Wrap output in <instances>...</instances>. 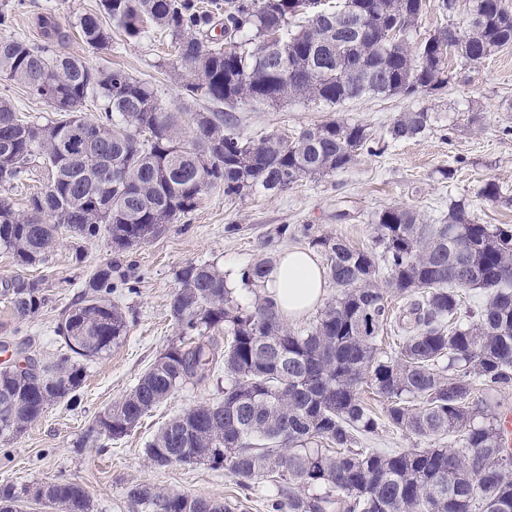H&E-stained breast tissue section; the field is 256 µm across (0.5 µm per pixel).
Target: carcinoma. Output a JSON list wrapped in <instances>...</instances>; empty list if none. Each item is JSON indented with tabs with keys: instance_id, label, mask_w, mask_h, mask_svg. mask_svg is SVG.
Returning a JSON list of instances; mask_svg holds the SVG:
<instances>
[{
	"instance_id": "1",
	"label": "carcinoma",
	"mask_w": 512,
	"mask_h": 512,
	"mask_svg": "<svg viewBox=\"0 0 512 512\" xmlns=\"http://www.w3.org/2000/svg\"><path fill=\"white\" fill-rule=\"evenodd\" d=\"M454 0H99L98 11L74 18L92 49L112 36L170 37L176 61L190 67L183 95L212 105L191 115L183 139L181 113L160 107L148 84L120 69L93 66L54 49L52 12L39 17L45 42L0 38V75L50 106L33 119L0 100V187L15 188L38 167L54 192L27 196L25 213L0 200V249L21 267L46 259L60 235L103 236L123 254L198 209L203 195L226 197L282 191L305 179L343 171L372 152V133L358 122L330 119L288 138L256 140L235 132L236 109L288 101L341 105L364 97L416 98L451 78L449 60L479 65L512 45V15L500 0H470V20L442 25L418 46L408 35L428 8L448 13ZM224 13L220 35L210 36ZM111 22L103 26L101 18ZM55 73L51 84L39 80ZM99 105L98 151L112 168L71 136ZM429 109L413 106L387 129L399 142L424 134ZM112 175V193L101 184ZM298 232L326 259L338 294L306 332L289 329L275 306L256 294L240 305L224 273L190 263L177 274L170 312L178 341L118 401L98 415L89 436L120 439L179 388L224 369V398L195 405L170 420L147 444L157 467L207 462L248 487L267 479L274 512H512V452L502 447L498 396L512 390V224H476L462 208L426 224L406 206L377 213L374 247L355 248L311 224ZM274 266L261 257L241 282L264 287ZM386 271L385 286L379 285ZM99 266L57 326L56 360L0 368V439L18 437L46 408L77 401L83 361L121 344L125 312L111 295L126 285ZM480 290V310H463L462 291ZM3 296L20 319L46 298L36 281L13 278ZM396 330L397 349L380 351L379 333ZM224 329V344L209 332ZM367 384L383 401L385 419L428 441L425 448L383 452L357 448L379 418L360 397ZM459 432L458 446L444 439ZM36 497L58 512H91L86 491L48 482ZM126 497L137 512H231L227 503L135 484ZM21 495L0 485V512H19Z\"/></svg>"
}]
</instances>
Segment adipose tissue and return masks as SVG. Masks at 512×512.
<instances>
[{
  "mask_svg": "<svg viewBox=\"0 0 512 512\" xmlns=\"http://www.w3.org/2000/svg\"><path fill=\"white\" fill-rule=\"evenodd\" d=\"M325 285V270L314 254L295 247L279 256L264 283V293L283 319L294 321L319 305Z\"/></svg>",
  "mask_w": 512,
  "mask_h": 512,
  "instance_id": "adipose-tissue-1",
  "label": "adipose tissue"
}]
</instances>
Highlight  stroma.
<instances>
[{"mask_svg": "<svg viewBox=\"0 0 512 512\" xmlns=\"http://www.w3.org/2000/svg\"><path fill=\"white\" fill-rule=\"evenodd\" d=\"M4 3L11 11L6 35L40 44L33 18L43 6L53 5L64 35L61 52L124 70L148 83L169 111L204 110V103L183 98L182 66L170 55L166 40L118 37L110 51L96 53L77 36L71 27L74 15L96 11L98 0H0V5ZM449 68L453 78L446 88L415 101L431 108V128L406 141L385 138L390 123L415 103L401 96L351 100L332 107L291 101L274 107L243 105L237 110V132L254 138L271 132L290 136L334 118L367 125L377 139L374 154H361L342 172L243 198L230 199L221 190H211L188 217L120 257L103 237L82 241L77 249L70 239H63L46 261L24 269L0 249V283L17 275L36 280L47 298L36 316L22 320L0 296V367L25 341L37 359L56 358L57 322L101 264L118 258L120 272L130 283L112 296L127 316V335L108 355L86 362L78 404H53L17 438L0 442V484L13 485L22 493L25 512H57L53 505L33 499L39 486L54 480L82 486L92 512H132L126 489L137 483L190 497L206 496L231 504L235 512H271L269 503L275 494L271 484L243 487L206 462L157 468L147 461L145 448L166 422L191 406L222 398L223 372L186 384L121 439L96 440L89 437L88 429L176 341L169 301L178 287L176 274L188 263L216 265L235 288L239 303L247 306L253 303L254 292L241 283L239 272L265 253L266 237L283 224L293 233L277 243L279 253L307 247V240L296 233L302 224L355 247L371 246V219L391 205L409 207L425 222L437 224L447 218L451 203L461 201L473 222L512 224V203H492L478 195L489 179L512 194V47L477 67H464L453 59ZM473 115L480 122L472 126L468 119ZM445 169L453 170L452 178L443 179Z\"/></svg>", "mask_w": 512, "mask_h": 512, "instance_id": "1", "label": "stroma"}]
</instances>
